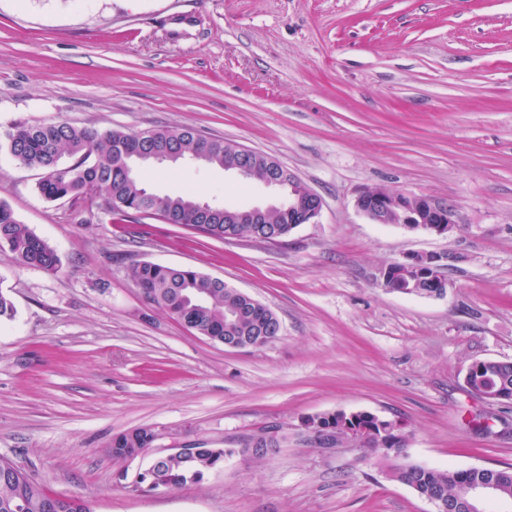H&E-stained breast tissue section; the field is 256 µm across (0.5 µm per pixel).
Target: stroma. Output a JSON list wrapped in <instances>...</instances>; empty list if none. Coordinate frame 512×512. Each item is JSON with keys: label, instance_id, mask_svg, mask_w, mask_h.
<instances>
[{"label": "stroma", "instance_id": "35a3bbf8", "mask_svg": "<svg viewBox=\"0 0 512 512\" xmlns=\"http://www.w3.org/2000/svg\"><path fill=\"white\" fill-rule=\"evenodd\" d=\"M65 120L101 131L191 126L264 153L318 193L315 223L278 244L191 233L154 216L80 224L0 157V202L53 246L57 273L0 250V458L93 512H433L364 449L313 447L306 417L401 422L405 453L436 468L512 465V404L464 385L512 361V0H0V133ZM160 195L230 207L279 193L192 161L148 171ZM453 204L450 235L376 224L372 188ZM410 253L442 256L443 296L382 288ZM189 267L270 308L268 345L229 349L146 302L131 264ZM275 424L286 441L226 458L197 482L116 485L154 458L238 448ZM148 453L115 461L118 434ZM137 442L131 446H121L112 448H120L119 450L112 451V457L116 461L126 459V455L122 448H129V453H136L137 455L145 454L152 447V444L156 440V433L151 428H138L134 431Z\"/></svg>", "mask_w": 512, "mask_h": 512}]
</instances>
